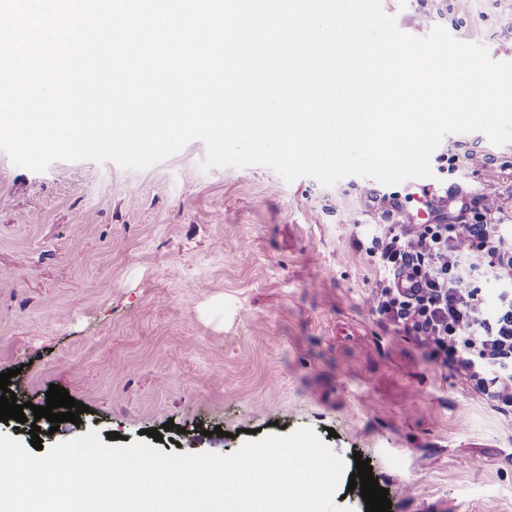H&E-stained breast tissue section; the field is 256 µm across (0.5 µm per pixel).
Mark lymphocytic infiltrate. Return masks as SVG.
<instances>
[{"mask_svg":"<svg viewBox=\"0 0 512 512\" xmlns=\"http://www.w3.org/2000/svg\"><path fill=\"white\" fill-rule=\"evenodd\" d=\"M491 204L457 224L384 225L369 252L384 277L375 310L422 346L472 389L512 408V237L488 223ZM500 286L495 312L482 307L481 285Z\"/></svg>","mask_w":512,"mask_h":512,"instance_id":"f902f5d3","label":"lymphocytic infiltrate"}]
</instances>
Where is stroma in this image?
<instances>
[{
    "mask_svg": "<svg viewBox=\"0 0 512 512\" xmlns=\"http://www.w3.org/2000/svg\"><path fill=\"white\" fill-rule=\"evenodd\" d=\"M399 28L443 26L512 61V0H383ZM202 141L147 169L0 151V373L18 402L50 385L87 410L44 448L97 430L123 445L164 431V453L230 454L308 427L355 473L369 459L390 512H512V409L475 394L372 305L366 253L390 223L349 176L285 182L260 165L204 168ZM431 199L445 221L495 192L512 225V143L444 137ZM222 436H215L214 427Z\"/></svg>",
    "mask_w": 512,
    "mask_h": 512,
    "instance_id": "35a3bbf8",
    "label": "stroma"
}]
</instances>
